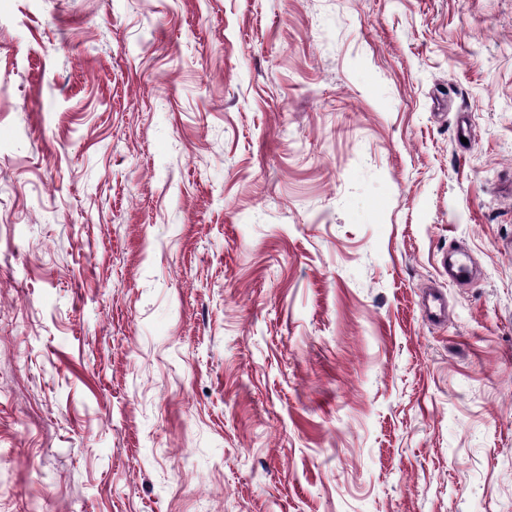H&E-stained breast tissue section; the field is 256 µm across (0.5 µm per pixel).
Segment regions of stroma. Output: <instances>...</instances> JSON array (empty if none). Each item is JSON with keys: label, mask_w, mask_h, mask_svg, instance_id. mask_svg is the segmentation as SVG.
Returning <instances> with one entry per match:
<instances>
[{"label": "stroma", "mask_w": 512, "mask_h": 512, "mask_svg": "<svg viewBox=\"0 0 512 512\" xmlns=\"http://www.w3.org/2000/svg\"><path fill=\"white\" fill-rule=\"evenodd\" d=\"M0 512H512V0H0Z\"/></svg>", "instance_id": "stroma-1"}]
</instances>
